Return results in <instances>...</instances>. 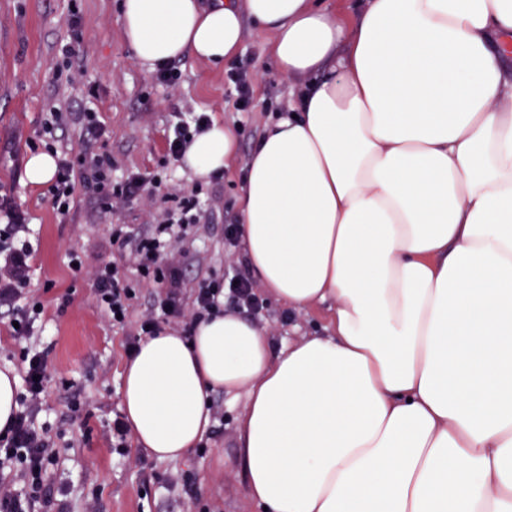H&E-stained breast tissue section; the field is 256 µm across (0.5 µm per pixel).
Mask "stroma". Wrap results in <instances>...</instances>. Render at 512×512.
Here are the masks:
<instances>
[{"mask_svg": "<svg viewBox=\"0 0 512 512\" xmlns=\"http://www.w3.org/2000/svg\"><path fill=\"white\" fill-rule=\"evenodd\" d=\"M120 10L121 0H0V186L11 190L30 218L26 297L42 305L33 318L34 339L38 348L48 349L51 365L35 424L48 431L60 450L48 468L47 482L66 512H258L245 494L242 470L232 464L242 407L229 404L223 391L210 395L211 407L220 408L223 418H212L197 446L181 459L152 457L143 470L136 463L140 448L130 447L125 456L112 452V421L122 412V371L135 332L133 319L159 311L162 297L159 288L127 270L135 290L132 318L112 322L94 299L89 274L75 269L72 257L94 254L125 263L129 250L113 242V231L122 226L135 234L146 232L161 210L167 187L177 185L188 193L199 185L204 210L215 211L218 220L195 225L187 236V289L244 269L242 247L227 244L224 227L240 221L237 199L249 158L267 126L287 108L291 90L250 22L238 54L250 66L249 111L239 110L224 64L176 60L178 88L162 85L126 45ZM74 13L81 17L76 29L69 24ZM66 44L74 51L79 72L72 85L57 72ZM90 88L95 91L91 97L86 94ZM58 100L75 111L97 108L104 135H82L79 125L69 120L45 137L47 107ZM176 112H204L236 126L238 151L219 180L196 179L168 158L166 139ZM46 144L110 156L113 179L157 173L164 184H146L144 202L117 211L97 209L92 193L79 185L74 207L59 216L46 187L31 186L23 166L32 147ZM64 296L70 303L61 311L57 304ZM330 317L325 306L293 311L268 297L254 319L265 327L277 351L304 335L323 332ZM74 395L83 405L78 416L67 409Z\"/></svg>", "mask_w": 512, "mask_h": 512, "instance_id": "1", "label": "stroma"}]
</instances>
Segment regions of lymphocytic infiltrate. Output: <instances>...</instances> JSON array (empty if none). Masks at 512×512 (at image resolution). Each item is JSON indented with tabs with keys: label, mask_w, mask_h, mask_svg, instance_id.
I'll return each instance as SVG.
<instances>
[{
	"label": "lymphocytic infiltrate",
	"mask_w": 512,
	"mask_h": 512,
	"mask_svg": "<svg viewBox=\"0 0 512 512\" xmlns=\"http://www.w3.org/2000/svg\"><path fill=\"white\" fill-rule=\"evenodd\" d=\"M93 190L99 208L120 209L138 201L146 185L142 176L132 175L120 183L112 180L111 158L86 159L72 151L62 153L57 173L48 192L54 209L71 206L76 184ZM167 208L158 216L151 231L145 235L115 233V240L130 249L129 260L145 279L158 284L163 295L161 313L143 314L137 333L159 335L162 325L178 328L190 336L197 322L220 312L224 303H231L240 312H255L261 300L252 282L242 274H234L232 284L212 281L196 289L192 307H184L182 267L185 252L183 236L177 228L200 223L202 206L198 194L179 190L166 193ZM0 216L9 226L6 243L0 244V304L12 305L11 318L17 326L11 336L18 341L32 336L28 309L19 307L29 281L26 258L29 243H17L18 233L25 231L27 215L12 197L0 193ZM95 300L110 317L128 315L132 290L124 280L122 269L110 261H98L92 268ZM24 390L19 408L13 413L5 434L0 435V512H52L54 497L44 474L46 464L55 460L57 450L46 431L37 429L34 420L43 406L49 372V353L26 349L22 355Z\"/></svg>",
	"instance_id": "f902f5d3"
}]
</instances>
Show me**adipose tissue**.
Listing matches in <instances>:
<instances>
[{
	"mask_svg": "<svg viewBox=\"0 0 512 512\" xmlns=\"http://www.w3.org/2000/svg\"><path fill=\"white\" fill-rule=\"evenodd\" d=\"M249 20L299 94L250 156L244 255L331 322L278 353L230 311L145 338L121 389L137 445L181 458L221 390L265 512H512V0H122L151 68L232 62ZM237 150L216 120L180 163Z\"/></svg>",
	"mask_w": 512,
	"mask_h": 512,
	"instance_id": "adipose-tissue-1",
	"label": "adipose tissue"
}]
</instances>
